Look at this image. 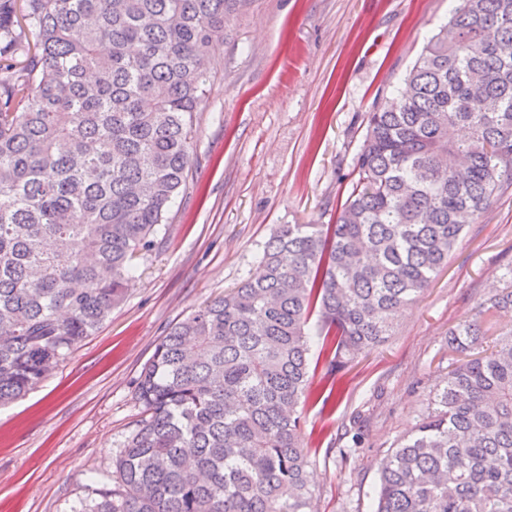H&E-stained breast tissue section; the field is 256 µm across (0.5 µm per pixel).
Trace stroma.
Masks as SVG:
<instances>
[{
    "label": "stroma",
    "instance_id": "35a3bbf8",
    "mask_svg": "<svg viewBox=\"0 0 512 512\" xmlns=\"http://www.w3.org/2000/svg\"><path fill=\"white\" fill-rule=\"evenodd\" d=\"M453 0H240L209 53L189 187L132 260L125 300L24 397L0 407V512H78L117 489L144 418L137 384L159 340L261 272L280 224H330L352 190L367 114L392 98ZM512 264V188L467 226L386 342L340 373L342 395L301 405L314 512H372L381 459L455 364L448 331H512L483 305Z\"/></svg>",
    "mask_w": 512,
    "mask_h": 512
}]
</instances>
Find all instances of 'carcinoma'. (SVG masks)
Wrapping results in <instances>:
<instances>
[{
    "label": "carcinoma",
    "instance_id": "carcinoma-1",
    "mask_svg": "<svg viewBox=\"0 0 512 512\" xmlns=\"http://www.w3.org/2000/svg\"><path fill=\"white\" fill-rule=\"evenodd\" d=\"M236 0H0V406L123 301L187 188L203 58ZM333 224H282L264 273L176 323L138 380L122 490L83 512H313L299 407L392 335L512 186V0H458L369 113ZM486 311L512 312V279ZM463 355L384 458L373 512H512V333Z\"/></svg>",
    "mask_w": 512,
    "mask_h": 512
}]
</instances>
